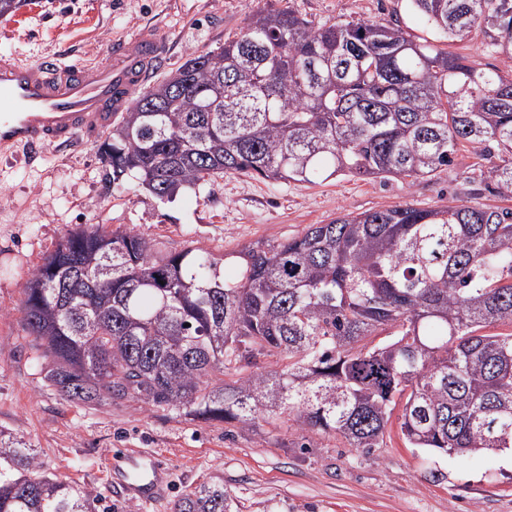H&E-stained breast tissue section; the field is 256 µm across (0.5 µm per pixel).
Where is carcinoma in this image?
I'll return each instance as SVG.
<instances>
[{"label": "carcinoma", "instance_id": "carcinoma-1", "mask_svg": "<svg viewBox=\"0 0 512 512\" xmlns=\"http://www.w3.org/2000/svg\"><path fill=\"white\" fill-rule=\"evenodd\" d=\"M447 42L479 28L512 62V0H408ZM461 147L512 196V69H477L398 24L313 26L289 7L248 18L122 113L98 151L112 183L161 202L217 177L432 178ZM500 162L493 161V158ZM154 254L132 232L81 229L23 288L21 325L47 378L83 403L136 399L207 424L287 415L367 454L402 404L411 448H512V211L466 204L346 212L277 245ZM390 330L395 339H368ZM272 353L284 364L258 369ZM230 375L232 379L225 380ZM93 492L40 474L0 431V512H92ZM175 512H238L201 484Z\"/></svg>", "mask_w": 512, "mask_h": 512}]
</instances>
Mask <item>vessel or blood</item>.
I'll list each match as a JSON object with an SVG mask.
<instances>
[{"label":"vessel or blood","instance_id":"b4317fda","mask_svg":"<svg viewBox=\"0 0 512 512\" xmlns=\"http://www.w3.org/2000/svg\"><path fill=\"white\" fill-rule=\"evenodd\" d=\"M165 47L142 31L102 64L65 65L53 58L0 56V151L25 148L38 156L50 145L65 146L80 134L109 127L153 77ZM125 491L151 503L166 494L157 457L129 451Z\"/></svg>","mask_w":512,"mask_h":512}]
</instances>
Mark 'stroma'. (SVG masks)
Segmentation results:
<instances>
[{
	"label": "stroma",
	"mask_w": 512,
	"mask_h": 512,
	"mask_svg": "<svg viewBox=\"0 0 512 512\" xmlns=\"http://www.w3.org/2000/svg\"><path fill=\"white\" fill-rule=\"evenodd\" d=\"M287 6L317 26L397 22L414 36L434 37L406 0H21L0 17V55L102 63L115 44L146 30L167 47L157 66L163 78L191 54L219 50L250 14ZM105 138L101 131L52 146L32 162L0 155V430L34 445L46 474L91 489L95 512H174L203 483L223 485L239 512H512L511 461L497 451L449 457L407 447L396 416L385 447L369 455L333 435L299 447L301 432L284 417L230 428L135 400L70 401L47 380L20 314L25 284L76 230L139 233L162 254L200 248L230 278L242 246L285 242L345 211L405 203L512 209V198L481 187L487 161L462 148L435 177L416 181L339 176L300 184L227 175L163 203L135 183L108 182L98 154ZM120 448L159 455L170 486L165 503L115 497L110 484L125 469L105 473L104 457Z\"/></svg>",
	"instance_id": "stroma-1"
}]
</instances>
